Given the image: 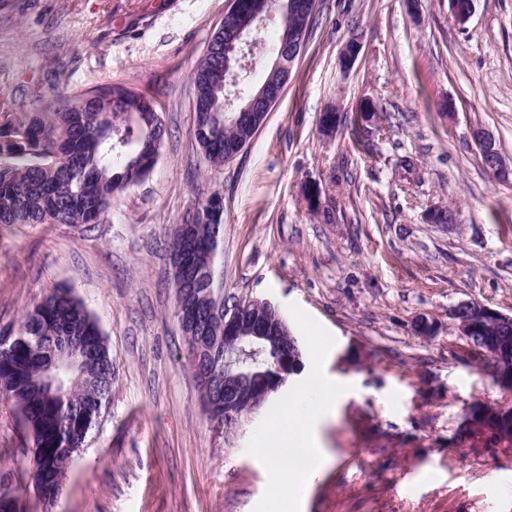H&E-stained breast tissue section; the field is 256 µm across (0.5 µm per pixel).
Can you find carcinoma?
Segmentation results:
<instances>
[{
	"mask_svg": "<svg viewBox=\"0 0 512 512\" xmlns=\"http://www.w3.org/2000/svg\"><path fill=\"white\" fill-rule=\"evenodd\" d=\"M294 0H271V7L288 21L259 47L273 55L285 49L288 28L312 30L317 12L302 15ZM198 94L193 137L206 162L224 165V152L249 135V112H227L225 103L224 35L213 32L192 72ZM158 113L141 94L121 85H106L87 92L53 94L39 112H16L0 107V224H99L112 208V200L147 179L148 160L164 140ZM186 223L193 225L195 243L188 258L180 229H175L169 251L171 265L183 258L172 285L212 288L216 311L224 306L223 284H215L216 263L224 241V199L214 190L200 199ZM101 330L84 306L65 288H55L32 309L14 330L0 331V341L29 337V344L0 367V399L12 405L14 424L33 440V465L42 485L41 497L55 498L67 469L74 462L87 432H79L74 411L91 407L100 390L89 383L96 371L112 373L107 352L91 363L83 376L52 392L42 381L46 352L63 336H99ZM476 362L492 359L512 372V326L486 324L473 338ZM278 355L265 345H244L237 353V369L246 375L273 371ZM457 444L475 447L512 446V406L472 404L454 436ZM27 455L12 456L13 467L0 475V501H11L15 512H26L17 495V483L31 475L24 467Z\"/></svg>",
	"mask_w": 512,
	"mask_h": 512,
	"instance_id": "obj_1",
	"label": "carcinoma"
}]
</instances>
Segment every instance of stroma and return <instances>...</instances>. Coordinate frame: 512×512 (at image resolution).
<instances>
[{
  "label": "stroma",
  "mask_w": 512,
  "mask_h": 512,
  "mask_svg": "<svg viewBox=\"0 0 512 512\" xmlns=\"http://www.w3.org/2000/svg\"><path fill=\"white\" fill-rule=\"evenodd\" d=\"M229 0H0V102L120 84L148 98L166 138L149 178L102 223L0 225V328L54 288L99 324L114 367L109 405L49 512H289L258 456L274 395L233 428L211 421L175 318L168 244L198 195L224 196V303L270 302L303 354L352 385L323 437L331 464L303 512H512V447L449 445L476 402L512 405L460 357L450 311L512 314V178L482 163L474 128L512 163V0H320L317 24L252 142L208 167L192 136L191 72ZM361 43L350 69L339 55ZM382 127L352 130L361 100ZM452 103L453 115L441 106ZM333 137L318 131L327 107ZM413 156L415 173L398 161ZM317 186L332 221L303 199ZM450 207L453 225L432 224ZM432 326L420 332L421 322Z\"/></svg>",
  "instance_id": "1"
}]
</instances>
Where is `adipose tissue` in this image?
Segmentation results:
<instances>
[{
    "instance_id": "obj_1",
    "label": "adipose tissue",
    "mask_w": 512,
    "mask_h": 512,
    "mask_svg": "<svg viewBox=\"0 0 512 512\" xmlns=\"http://www.w3.org/2000/svg\"><path fill=\"white\" fill-rule=\"evenodd\" d=\"M308 370V384L289 395L276 428V440L288 441L291 453L285 456L266 448L260 451L271 470L285 469L293 474L294 482L288 490L293 500L329 465L330 456L322 445L320 431L349 392L344 383L325 378L317 365H309Z\"/></svg>"
}]
</instances>
